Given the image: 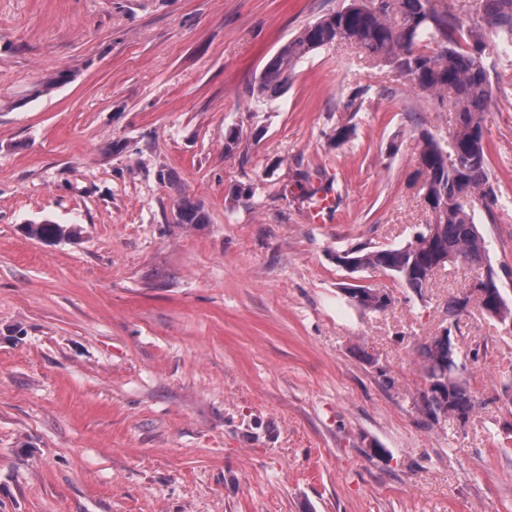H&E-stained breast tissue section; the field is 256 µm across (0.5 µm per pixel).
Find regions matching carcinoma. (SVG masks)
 Returning <instances> with one entry per match:
<instances>
[{"mask_svg":"<svg viewBox=\"0 0 512 512\" xmlns=\"http://www.w3.org/2000/svg\"><path fill=\"white\" fill-rule=\"evenodd\" d=\"M512 39V0H348L336 11L300 28L265 63L252 87L264 102L288 88L297 65L313 52L348 42L358 47L373 68L387 67L405 77L419 95L440 101L452 98L455 127L448 137L420 127L414 136L415 168L411 179L421 184L422 204L430 223L399 247L366 245L343 250L352 260L350 272L378 270L419 293L439 271L453 267L486 280L487 299L480 313L500 324L512 325V300L503 283L512 269L491 265L485 237L474 223L475 209L493 215L499 194L489 168L483 140L493 86L487 50L495 39ZM296 198L311 203L321 187L310 175L294 180ZM469 198L466 203L462 197ZM179 223L207 224L199 202L183 197L178 203ZM24 233L39 241L75 240V225L27 224ZM361 308L381 312L379 289L367 285L346 288ZM448 318L468 312L465 293L448 297ZM424 387L414 401L428 421L467 420L476 396L460 370L451 334L431 336L421 345Z\"/></svg>","mask_w":512,"mask_h":512,"instance_id":"carcinoma-1","label":"carcinoma"}]
</instances>
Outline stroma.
I'll use <instances>...</instances> for the list:
<instances>
[{"instance_id":"stroma-1","label":"stroma","mask_w":512,"mask_h":512,"mask_svg":"<svg viewBox=\"0 0 512 512\" xmlns=\"http://www.w3.org/2000/svg\"><path fill=\"white\" fill-rule=\"evenodd\" d=\"M343 4L0 0V512H512V331L459 319L479 403L429 422L416 349L470 275L417 295L366 272L394 297L374 313L336 263L428 222L413 135H447L454 112L347 44L250 94ZM488 53L500 205L474 221L512 267V42ZM299 169L341 195L324 223L292 193ZM238 185L254 197L231 201ZM184 196L209 223H172ZM44 221L81 235H25Z\"/></svg>"}]
</instances>
